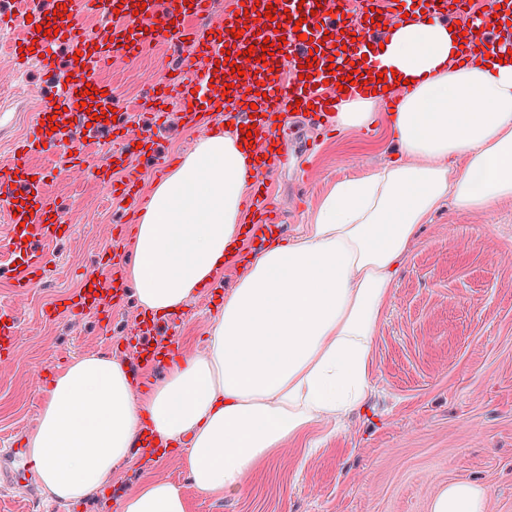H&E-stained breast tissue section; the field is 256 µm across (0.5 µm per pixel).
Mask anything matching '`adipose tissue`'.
<instances>
[{
  "instance_id": "adipose-tissue-1",
  "label": "adipose tissue",
  "mask_w": 512,
  "mask_h": 512,
  "mask_svg": "<svg viewBox=\"0 0 512 512\" xmlns=\"http://www.w3.org/2000/svg\"><path fill=\"white\" fill-rule=\"evenodd\" d=\"M447 26L410 17L395 25L374 63L356 59L359 95L336 109L338 127L370 125L388 90L404 159L338 182L306 233L250 258L225 296L205 353L178 358L166 376L135 388L127 364L103 354L74 359L51 383L28 460L52 498L81 504L137 450L141 424L182 449L206 497L241 492L275 449L315 425L365 408L372 346L399 267L436 205L484 211L512 199V63L484 52L455 66ZM250 139L235 125L198 140L152 186L139 213L128 278L147 314L163 317L210 283L243 243L253 183ZM486 494L458 482L431 512H485ZM122 512H187L181 487L150 480Z\"/></svg>"
}]
</instances>
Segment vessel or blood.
Returning a JSON list of instances; mask_svg holds the SVG:
<instances>
[{
  "label": "vessel or blood",
  "mask_w": 512,
  "mask_h": 512,
  "mask_svg": "<svg viewBox=\"0 0 512 512\" xmlns=\"http://www.w3.org/2000/svg\"><path fill=\"white\" fill-rule=\"evenodd\" d=\"M484 5L499 6L505 20L492 26L482 34L481 41L492 49H512V24L506 19L512 15V0H480ZM84 6L98 12L103 18L102 26L91 35L85 34L69 20L54 16L34 17L33 20L18 19V35L10 44L11 52H23L25 61H37L43 67H51L59 44H67L71 51L80 55L79 60L69 62L65 70L56 75V90L50 103L35 113L22 143L14 150L6 163L0 164V182L12 186L10 197L0 200V214L7 219L10 239L16 248L24 251L23 268L16 276L19 287L26 288L39 280L44 267L42 255L29 252L27 238L48 239L56 237L60 224V211L54 202L44 195L43 182L46 171L34 168L29 163L31 154L43 151L44 147H55L58 142H78L90 117L82 104L86 87L96 88L99 106L112 107L116 101L109 84L98 78L100 68L113 53L141 54L151 43L168 42L173 55L182 60L179 74L160 75L153 92L146 101L151 109L163 111L169 104H179L187 123H198L199 119L216 114L224 101L218 98L211 86L214 66L224 59V44L230 31H238L235 41L237 51H252L255 60L250 68L253 76H263L269 65L280 70L295 71L305 63L312 48L318 47L325 34L343 31L364 32L363 15L352 17L337 11L335 0H273L271 17H257L256 13L236 9L215 8L213 0H83ZM420 10L432 19L451 20L471 16V4L463 7L439 10L437 0H420ZM315 15L320 29L313 38L301 40L293 26L284 25L285 15ZM56 25L53 34L40 35L38 27ZM278 43L281 53L263 56L264 42ZM310 89H293L291 82L271 80L265 87L266 96L257 109L236 110L235 124L249 128L258 148L254 152V167L268 172L274 165L278 152V132L288 120V104L301 100L312 106L318 116H326L329 108L337 106L343 96L353 95L354 87L324 93L318 79H311ZM68 110L70 124L64 131H49L45 124L47 116L55 107ZM126 126L125 117H117L112 128L115 144L102 163L94 168L95 178L105 184L111 183L113 169L125 168L131 155L149 153L153 150L150 133H142L139 139H125L121 131ZM262 179L252 186L255 215L246 225L244 240L248 245H267L283 233V218L275 214L267 202V191ZM131 237L123 235L100 260L98 271L90 273L86 286L77 293L69 309L75 313H93L111 319L112 309L123 301L129 284L123 276L131 252ZM154 330L152 324L140 322V339L136 344V361L143 370H157L165 361L173 359L175 350L168 344H150L147 337ZM18 338V321L14 314H6L0 321V362L8 359Z\"/></svg>",
  "instance_id": "1"
}]
</instances>
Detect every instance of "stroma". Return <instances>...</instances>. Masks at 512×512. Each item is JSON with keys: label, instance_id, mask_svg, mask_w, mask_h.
Instances as JSON below:
<instances>
[{"label": "stroma", "instance_id": "obj_1", "mask_svg": "<svg viewBox=\"0 0 512 512\" xmlns=\"http://www.w3.org/2000/svg\"><path fill=\"white\" fill-rule=\"evenodd\" d=\"M153 43L133 58L113 54L100 80L111 84L130 128L154 135L159 154L184 157L209 125L187 128L178 105L158 114L143 107L154 63ZM53 92V74L34 62L0 57V163L8 160L32 106ZM283 163L265 179L284 217V240L300 237L336 182L357 179L398 155L386 112L373 126L320 134L307 114H294L280 135ZM70 151L33 156L48 172L44 190L61 204L62 234L38 243L49 263L41 281L16 287L18 253L0 239V305L18 316L21 335L10 364L0 366V448L26 447L54 378L74 359L105 354L135 367L142 313L134 295L111 320L75 314L60 303L81 288L123 227L136 222V203L113 195ZM224 305L223 293L199 292L177 322L159 318L157 338L179 355L202 352ZM308 441L276 449L241 494L205 499L195 492L180 457L135 455L84 506L47 502L36 479L0 492V512H103L145 479L180 484L189 512H430L442 486L470 482L487 491L485 512H512V199L490 212L442 202L421 225L391 290L372 349L365 410L315 427Z\"/></svg>", "mask_w": 512, "mask_h": 512}]
</instances>
